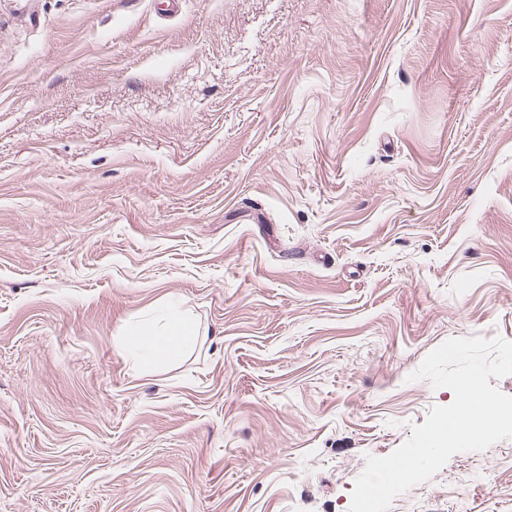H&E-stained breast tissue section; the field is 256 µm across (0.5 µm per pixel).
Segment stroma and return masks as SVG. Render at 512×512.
<instances>
[{
    "label": "stroma",
    "instance_id": "obj_1",
    "mask_svg": "<svg viewBox=\"0 0 512 512\" xmlns=\"http://www.w3.org/2000/svg\"><path fill=\"white\" fill-rule=\"evenodd\" d=\"M167 2L0 0V512H349L512 340V0ZM387 512H512V439ZM200 335L197 323L173 311L161 330L145 325L130 327L126 331L125 342L135 364H172L180 359L183 343L192 336Z\"/></svg>",
    "mask_w": 512,
    "mask_h": 512
}]
</instances>
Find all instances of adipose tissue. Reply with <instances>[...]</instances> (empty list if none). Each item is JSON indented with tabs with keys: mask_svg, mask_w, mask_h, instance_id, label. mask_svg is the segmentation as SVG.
I'll use <instances>...</instances> for the list:
<instances>
[{
	"mask_svg": "<svg viewBox=\"0 0 512 512\" xmlns=\"http://www.w3.org/2000/svg\"><path fill=\"white\" fill-rule=\"evenodd\" d=\"M200 333L197 323L175 311L170 313L162 329L144 325L130 327L125 342L134 363L172 364L180 359L184 342Z\"/></svg>",
	"mask_w": 512,
	"mask_h": 512,
	"instance_id": "adipose-tissue-1",
	"label": "adipose tissue"
}]
</instances>
